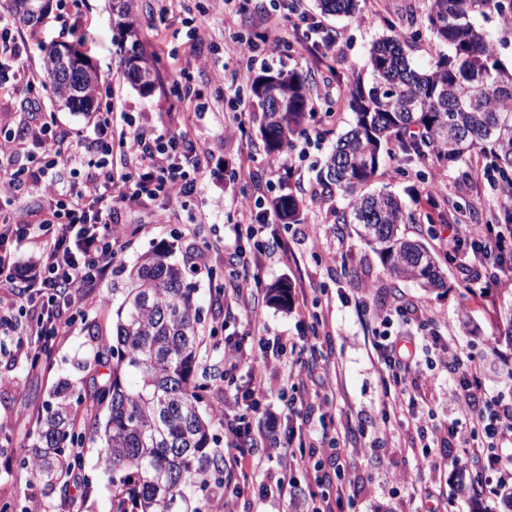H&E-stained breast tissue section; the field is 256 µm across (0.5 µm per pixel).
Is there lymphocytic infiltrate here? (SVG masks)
<instances>
[{"label": "lymphocytic infiltrate", "instance_id": "1", "mask_svg": "<svg viewBox=\"0 0 512 512\" xmlns=\"http://www.w3.org/2000/svg\"><path fill=\"white\" fill-rule=\"evenodd\" d=\"M46 133L45 126L29 124L0 135V193L28 183L53 204L46 218L36 224L29 222V213L21 206L10 214H0V284L9 288L12 305L22 311L33 309L17 344L35 354L75 323L85 290L108 274L123 251L124 231L113 225V209L159 196L180 199L196 189L198 177L205 172L202 160H195L187 169L178 163L181 137L175 133L117 128L107 120L84 149L68 152L47 141ZM30 139L40 141L43 164L13 168V158ZM116 145L134 164L132 171L118 178L113 177L109 162ZM59 166L70 167L80 175V182L67 186L51 178V171ZM34 238L39 241L40 255L31 270L20 261L18 246ZM441 239L456 249L470 246L482 261L512 259L511 224H450ZM231 276L226 294L229 303L258 314L261 300L256 273L248 265L238 264ZM372 347L382 383L383 424L400 416L419 423L420 412L409 394V380L418 371L420 353H427L430 361L444 368L460 396L464 419L451 424L449 436L463 445L474 437L481 440L480 446L472 449L471 459L481 469L483 487L512 479V403L482 388L478 365L457 352L450 337L428 336L420 351L411 352L400 337L379 330ZM265 437L272 447L284 450L281 473L274 482L277 495L296 500L293 473L313 468L312 456L304 447L295 446L292 438L284 437L277 425H270Z\"/></svg>", "mask_w": 512, "mask_h": 512}]
</instances>
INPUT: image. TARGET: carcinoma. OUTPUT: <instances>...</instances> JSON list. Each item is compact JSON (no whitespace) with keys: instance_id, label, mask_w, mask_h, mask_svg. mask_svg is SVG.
I'll list each match as a JSON object with an SVG mask.
<instances>
[{"instance_id":"carcinoma-1","label":"carcinoma","mask_w":512,"mask_h":512,"mask_svg":"<svg viewBox=\"0 0 512 512\" xmlns=\"http://www.w3.org/2000/svg\"><path fill=\"white\" fill-rule=\"evenodd\" d=\"M38 6L39 0H0V8L25 26L43 19L23 20ZM320 6L326 14L351 17L357 0H320ZM491 6L512 27V11L497 0H430L427 22L441 51L424 71L411 66L397 36L374 42L368 78L347 84L353 123L319 172L327 197L347 196L346 207L334 211L336 223L358 225L390 276L427 291L446 281L425 245L401 232V225L415 222L414 214L387 192L362 189L393 141L407 161L429 157L454 165L478 151L512 187V64L473 24L475 13ZM112 24L123 62L135 54L150 80L140 81L128 67L124 77L151 92L156 71L139 38L134 0H112ZM43 68L61 106L91 110L98 75L66 70L55 47L45 52ZM246 85L261 111L266 156L277 159L315 117L308 75L266 68L251 74ZM272 208L283 223H300L301 202L292 192L277 195ZM195 274L188 256L174 261L164 247L112 271V295L121 300L112 337L94 335L91 346L92 363L112 367V374L95 383L89 412L80 419L73 411L74 390L57 385L52 402L36 417L37 442L19 449L22 467L45 496L66 487L65 478L79 466L77 448L88 438L101 441V464L112 472L113 512H207L212 499L224 496V450L214 433L220 416L215 409L208 419L200 412L209 385L196 377L204 336ZM101 409L108 412L102 424Z\"/></svg>"}]
</instances>
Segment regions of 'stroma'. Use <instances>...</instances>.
Returning a JSON list of instances; mask_svg holds the SVG:
<instances>
[{"mask_svg": "<svg viewBox=\"0 0 512 512\" xmlns=\"http://www.w3.org/2000/svg\"><path fill=\"white\" fill-rule=\"evenodd\" d=\"M247 9H233L230 17L215 18L202 42L192 38V19L212 7V0H190L181 7L178 0H136V24L147 53L156 59L157 81L151 92H142L123 76L122 57L113 42L112 0H51L50 10L37 25L36 40L23 56V66H0V112L10 113L15 123L30 122L26 103L38 101L42 117L50 118V133L62 149H70L79 133L91 131L104 117L114 126L125 123L162 131L179 128L185 133L184 145L204 158L209 176L196 191L172 202L159 198L152 209H167L170 223L143 224L136 208L119 207L112 220L125 231L128 243L121 263L134 264L144 252L159 246L173 249V259H181L188 246L202 247L222 239L232 241L231 216L238 199H257L258 215H265L271 199L279 191V176L266 163L259 130V114L245 83L236 77L237 38H252L266 66L274 69L297 68L312 77V95L322 114V126L333 129L323 138L316 128L296 139L289 154L294 168L288 181L290 191L302 204L300 223L273 221L263 224V236L278 240L280 250L270 257L258 255L252 244H245L243 259L256 262L259 290L267 292L276 284L288 286L287 307L263 304L260 324L248 323L243 314H229L218 304L220 294L231 286L225 271L224 252L206 250L208 274L195 278L206 346L198 369L199 379L209 384L204 408L227 405L229 418L246 415L257 435L254 447L225 448L224 471L231 485L240 489L234 512H294L289 500L260 498L248 466L252 457H265V474L279 471L277 457L271 456L263 433L267 425L292 424L303 431L317 432L328 415L351 425L352 431L340 445L355 450L351 467L345 471L351 501L347 512H512L502 496L461 487L459 467L449 465V454H462V447H448L444 430L459 419V401L446 374L420 372L410 393L421 413L429 417L428 435L399 423H380L381 383L372 364L371 336L378 316L394 304L402 303L434 312V326L419 316L408 323L397 322L391 335L409 332L428 335L437 330L452 336L458 348L482 366L481 384L488 391L512 401V340L506 335L512 321V274L502 278L493 297H481L479 289H465L472 275V257L453 252L442 244L438 234L443 225L463 218L470 224L490 223L507 203L488 161L475 153L453 166L439 167L432 160L401 162L398 144H391V156L379 168L370 187L397 195L415 223L403 225L404 234L421 239L441 261L447 285L426 292L415 283L390 277L378 255L359 236L354 225L335 224L332 209L342 208L343 196L324 200L317 194V173L331 153L337 135L345 133L353 114L346 103V86L352 74L364 71L368 50L379 37L394 33L403 42L412 67L426 69L434 51V41L423 23L429 0H359L356 17L322 14L317 0H305L308 14L323 29L335 32L334 48L314 49L305 34L285 37L283 30L269 27L260 0H248ZM71 45L85 54L97 71L100 83L95 109L71 112L59 107L57 97L42 65L45 49ZM200 53L208 67L182 76L186 57ZM243 123L234 137L224 135L234 115ZM432 184L442 185L444 197L426 199L420 192ZM112 279L104 277L84 300V314L65 335L57 337L49 370H33L15 343L0 345V505L9 512H22L32 500H39L44 512H64L65 495L43 496L29 482L18 464H6L13 446H26L35 440V419L59 382L73 389L88 386L92 376H103L104 368L88 364L91 335H112V312L103 309L101 299L111 296ZM470 329H463L462 320ZM315 338L317 365L336 382L332 400L308 393L301 415L289 414L285 404L292 394L280 370L269 373L271 390L258 411H248L238 398L248 388L250 368L241 363L226 379H213L208 371L218 364L226 341H235L254 357L271 355L281 345L302 343ZM430 450L438 467L417 475L414 458ZM82 468L76 478H87L83 512H112V476L99 457V444L86 442L80 450ZM433 488L425 498L414 489L415 480Z\"/></svg>", "mask_w": 512, "mask_h": 512, "instance_id": "stroma-1", "label": "stroma"}]
</instances>
